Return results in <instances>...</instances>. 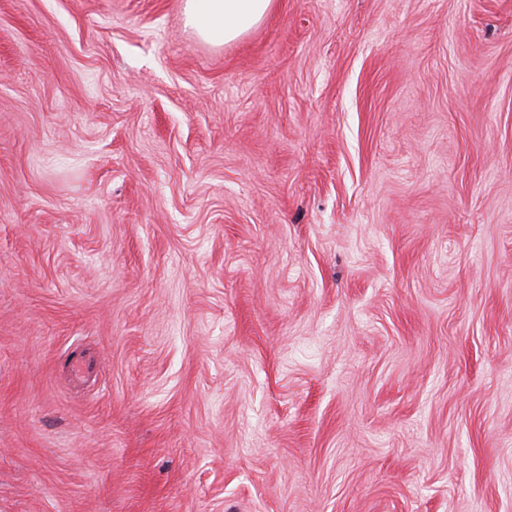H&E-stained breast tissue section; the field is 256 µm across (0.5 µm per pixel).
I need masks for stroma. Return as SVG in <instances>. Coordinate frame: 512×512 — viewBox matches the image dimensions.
Returning a JSON list of instances; mask_svg holds the SVG:
<instances>
[{
    "instance_id": "35a3bbf8",
    "label": "stroma",
    "mask_w": 512,
    "mask_h": 512,
    "mask_svg": "<svg viewBox=\"0 0 512 512\" xmlns=\"http://www.w3.org/2000/svg\"><path fill=\"white\" fill-rule=\"evenodd\" d=\"M0 512H512V0H0ZM273 0H186L187 21L205 41H232L256 25Z\"/></svg>"
}]
</instances>
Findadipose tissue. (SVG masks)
I'll return each mask as SVG.
<instances>
[{
	"label": "adipose tissue",
	"mask_w": 512,
	"mask_h": 512,
	"mask_svg": "<svg viewBox=\"0 0 512 512\" xmlns=\"http://www.w3.org/2000/svg\"><path fill=\"white\" fill-rule=\"evenodd\" d=\"M273 0H185L188 22L205 41H232L256 25Z\"/></svg>",
	"instance_id": "ef3b65f1"
}]
</instances>
